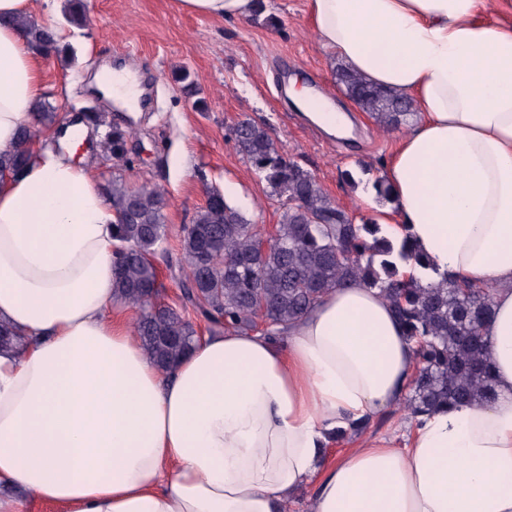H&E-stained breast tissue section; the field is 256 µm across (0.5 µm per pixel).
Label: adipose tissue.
I'll use <instances>...</instances> for the list:
<instances>
[{
	"label": "adipose tissue",
	"mask_w": 512,
	"mask_h": 512,
	"mask_svg": "<svg viewBox=\"0 0 512 512\" xmlns=\"http://www.w3.org/2000/svg\"><path fill=\"white\" fill-rule=\"evenodd\" d=\"M244 19L254 0H174ZM486 0H306L323 49L410 100L417 118L383 178L394 234L440 269L493 288L483 336L494 398L413 423L403 447L337 432L397 403L415 346L378 290L325 294L283 341L208 336L158 369L116 312L111 205L62 150L0 179V512H512V26ZM0 0V153L42 95L41 60Z\"/></svg>",
	"instance_id": "1"
}]
</instances>
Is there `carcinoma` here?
Masks as SVG:
<instances>
[{
    "label": "carcinoma",
    "instance_id": "cac0c4a2",
    "mask_svg": "<svg viewBox=\"0 0 512 512\" xmlns=\"http://www.w3.org/2000/svg\"><path fill=\"white\" fill-rule=\"evenodd\" d=\"M67 23L86 26L84 0H67ZM10 23L45 58L64 51L59 28L28 16ZM345 95L387 130H398L414 115L409 100L375 87L345 67L336 70ZM97 144L113 165L128 162L138 131L133 122L106 121L95 105L80 108ZM57 109L46 98L33 105V125L22 127L14 151L0 156V175H18L36 144L33 127H51ZM232 139L258 178L284 199L279 224L266 238L243 211L216 188L193 223L184 226L177 252L165 253L170 277L179 288V306L159 297L163 283L153 257L166 242L167 194L161 185L130 187L122 178L106 180L102 194L117 217L113 288L118 302L138 309L134 333L156 365L168 369L198 339L192 317L211 326L248 334L266 316L263 335L279 339L327 292L359 282L381 292L406 336L416 345L417 363L404 409L411 419L448 405H483L494 395L489 353L480 336L492 311L490 292L441 275L421 286L405 269H424L428 260L407 236L387 234L374 218L355 223L321 188L315 175L285 156L263 124L249 118L232 128ZM23 352L24 343L0 327V350Z\"/></svg>",
    "mask_w": 512,
    "mask_h": 512
}]
</instances>
